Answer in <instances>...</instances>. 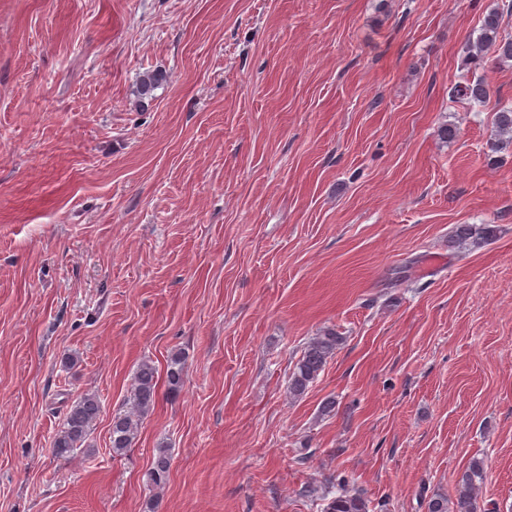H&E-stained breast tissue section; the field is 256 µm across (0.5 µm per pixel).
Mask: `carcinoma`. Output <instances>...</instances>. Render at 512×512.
Wrapping results in <instances>:
<instances>
[{
	"mask_svg": "<svg viewBox=\"0 0 512 512\" xmlns=\"http://www.w3.org/2000/svg\"><path fill=\"white\" fill-rule=\"evenodd\" d=\"M506 14L512 15V8L505 10L498 5L487 8L474 45L476 53L471 55L472 61H481L482 53L488 51L493 54L496 63H512V32L506 30ZM164 80L165 76L161 72L145 75L140 81V95L151 94ZM453 92L454 96L478 105L488 103L493 96L492 87L481 78L458 85ZM493 235L494 229L489 224H458L454 227L452 239L459 244L478 246ZM343 341L344 337L329 329L307 344L288 377L290 396L300 398L307 392ZM158 382L155 366L147 361L141 363L134 376L128 409L112 417L110 445L114 454H124L135 443L140 420L150 413L156 404ZM182 383L183 356L177 352L171 355L167 364L168 392L176 393ZM101 412V401L95 395L85 394L75 400L53 436V454L59 458L72 456L90 435ZM170 466L171 457L168 449L163 446L157 448L149 473L150 481L156 486L164 484ZM484 474V461L477 457L472 458L460 472L456 481L454 512H483L479 499ZM330 494L331 497L324 498L322 512H371L366 498L359 493L347 491L341 484L336 485Z\"/></svg>",
	"mask_w": 512,
	"mask_h": 512,
	"instance_id": "1",
	"label": "carcinoma"
}]
</instances>
